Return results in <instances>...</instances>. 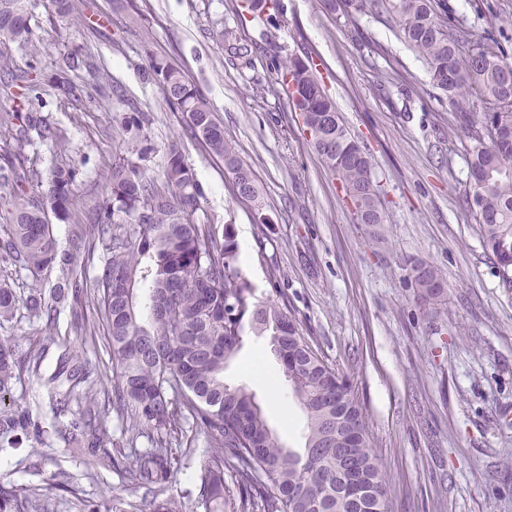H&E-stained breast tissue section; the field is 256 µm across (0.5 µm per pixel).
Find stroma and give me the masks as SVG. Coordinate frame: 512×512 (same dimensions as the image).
<instances>
[{"label":"stroma","mask_w":512,"mask_h":512,"mask_svg":"<svg viewBox=\"0 0 512 512\" xmlns=\"http://www.w3.org/2000/svg\"><path fill=\"white\" fill-rule=\"evenodd\" d=\"M237 3L81 0L79 23L55 31L46 22L50 0H31L42 22L35 34L51 46L42 68L55 69L67 46H88L150 117L137 145L151 151V175L160 176L169 150L178 148L204 186L211 222L248 230L250 262L242 272L256 298L284 294L303 336L349 376L364 403L391 512H512V288L488 258L464 203L470 141L449 132L447 96L429 84L425 65L391 24L367 16L350 21L328 13L321 0H283L275 25L263 14H240ZM447 3L457 23L474 37L494 39L512 61V0ZM308 53L321 58L318 79L383 178L385 241L377 240L376 225L354 223L268 66L276 55ZM153 56L179 65L201 87L251 171L256 202L238 199L223 162L184 135L181 115L168 110L159 86L147 79ZM126 114L115 102L90 110L50 105L66 148L38 147L35 169L83 165L77 205L55 225L59 248H71L84 210L108 198L102 174L113 153L130 145L120 129ZM258 211L270 220L262 233L254 223ZM419 261L442 275L440 309L417 296ZM256 271L261 279H253ZM52 336L83 344L103 404L102 433L126 445L107 403L112 368L102 344L85 343L66 306ZM253 361L276 375L275 387L248 373ZM279 372L266 339L251 335L224 376L252 390L283 443L299 448L304 417ZM205 452L198 447L165 488L185 512H198L196 474ZM61 469L72 476L71 492L55 487ZM0 479L52 492L56 512H70L76 495H142L52 440L37 447L26 440L0 455Z\"/></svg>","instance_id":"obj_1"}]
</instances>
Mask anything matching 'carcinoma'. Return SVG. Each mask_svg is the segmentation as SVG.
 <instances>
[{
	"mask_svg": "<svg viewBox=\"0 0 512 512\" xmlns=\"http://www.w3.org/2000/svg\"><path fill=\"white\" fill-rule=\"evenodd\" d=\"M28 0H0V42L17 45L24 66L0 52V75L10 90L0 106V267L24 270L33 278L54 268L50 292L33 288L23 297L0 278V326L14 320L18 307L51 326L57 304L70 297L74 307L92 298L106 327V353L112 363V409L129 442L145 436L149 447L111 454L97 428L98 406L89 385L84 349L61 345L55 370L41 377L50 346L41 331L0 335V452L17 448L21 437L40 441L47 430L32 400H6L14 387L38 378L53 413L71 403L78 416L54 426L70 451L110 466L132 485L154 494L151 500L79 498L76 512H183L172 498L157 500L194 453L183 447L185 429L204 435L209 448L198 474V505L224 512V476L238 496L239 512H390L382 462L367 433V413L350 382L300 332L285 299H256L239 268V246L232 225L219 232L204 209L205 190L182 154L171 149L162 166L163 186L148 173L145 149L115 153L106 174L110 196L88 210L80 237L101 243L100 274L88 280L70 252H58L52 220H68L76 206L80 177L76 163L55 165L47 178L34 170L26 149L48 140L62 147L51 126L48 98L97 106L120 85L103 82L89 48L69 50L52 74L40 67L45 47L34 37ZM250 10L277 23L281 0H248ZM48 22L54 28L78 23L75 0H52ZM331 13L374 18L395 16L397 34L423 60L432 87L445 92L453 112L448 128L462 130L472 145L466 204L483 245L512 285V63L481 39L448 23L447 5L436 0H324ZM306 57L274 56L269 67L300 113L310 143L337 183L354 193L356 211L369 224H384L382 185L368 158L353 152L357 142L336 113L332 99ZM151 74L168 109L180 114L187 137L198 141L232 174L235 195H255L248 169L224 135L204 92L183 71L153 61ZM147 114L133 109L122 118L129 138H140ZM418 295L441 304V275L432 266L414 268ZM268 337L305 420L304 447H286L268 423L256 395L224 381V369L247 334ZM41 512L55 502L37 488L0 480V512H28L32 500Z\"/></svg>",
	"mask_w": 512,
	"mask_h": 512,
	"instance_id": "cac0c4a2",
	"label": "carcinoma"
}]
</instances>
